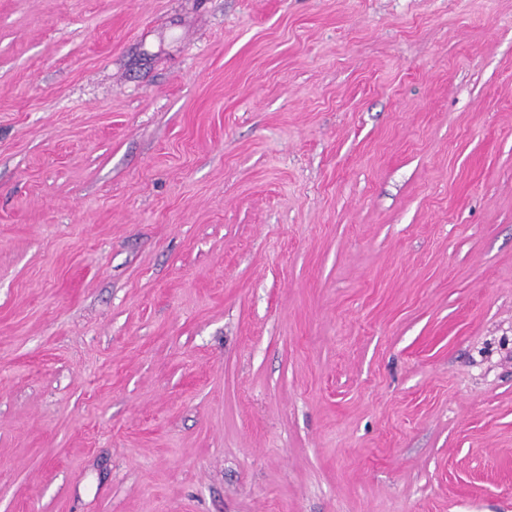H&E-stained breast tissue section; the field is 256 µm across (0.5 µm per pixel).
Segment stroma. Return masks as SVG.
I'll list each match as a JSON object with an SVG mask.
<instances>
[{
    "mask_svg": "<svg viewBox=\"0 0 512 512\" xmlns=\"http://www.w3.org/2000/svg\"><path fill=\"white\" fill-rule=\"evenodd\" d=\"M0 512H512V0H0Z\"/></svg>",
    "mask_w": 512,
    "mask_h": 512,
    "instance_id": "1",
    "label": "stroma"
}]
</instances>
